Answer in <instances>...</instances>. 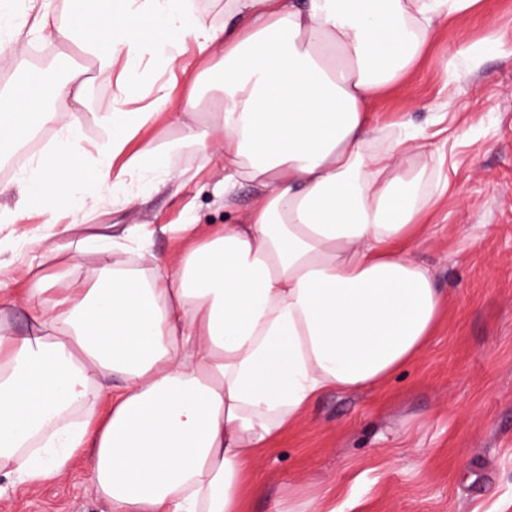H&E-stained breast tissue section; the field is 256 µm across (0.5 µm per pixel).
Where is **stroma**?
Listing matches in <instances>:
<instances>
[{
	"mask_svg": "<svg viewBox=\"0 0 512 512\" xmlns=\"http://www.w3.org/2000/svg\"><path fill=\"white\" fill-rule=\"evenodd\" d=\"M512 30V0H480L465 19L437 27L416 66L376 107L386 123L409 119L445 155L450 188L416 237L415 259L429 267L444 298L427 347L382 385L329 391L307 418L260 455L244 512H274L288 502H324L328 512H512V52L493 40ZM90 79L75 102L83 133L101 142L107 128L91 113L112 108L111 84L79 43L32 35L0 47V84L17 81L34 45ZM174 167L194 172L182 187L161 184L132 202L107 200L90 223L60 215L67 250L46 256L41 273L77 284L96 262L83 238L141 224L194 220L200 232L240 222L257 201L238 188L225 208L215 188L224 163L201 164L183 147ZM61 197L36 202L19 223L0 224V243L23 252L53 231L44 212ZM0 512H110L83 462L50 484L0 476Z\"/></svg>",
	"mask_w": 512,
	"mask_h": 512,
	"instance_id": "obj_1",
	"label": "stroma"
}]
</instances>
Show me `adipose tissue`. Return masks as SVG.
I'll return each mask as SVG.
<instances>
[{"label": "adipose tissue", "instance_id": "adipose-tissue-1", "mask_svg": "<svg viewBox=\"0 0 512 512\" xmlns=\"http://www.w3.org/2000/svg\"><path fill=\"white\" fill-rule=\"evenodd\" d=\"M477 0H224L215 24L194 0H81L56 19L0 0V36L25 26L81 39L99 79L115 87L88 144L71 84L50 66L26 69L0 104V150L47 125L64 139L18 181L13 224L52 191L71 214L133 189L182 185L168 150L124 148L161 115L203 159L220 155L223 191L257 193L243 223L188 241L144 272L114 261L141 242L94 235L100 261L80 287L47 275L25 291L32 328L0 335V469L53 482L82 459L111 512H242L259 451L306 417L314 399L383 383L426 346L443 297L407 250L441 194L434 152L410 122L381 123V95L421 59L434 29ZM224 49L217 120L184 122L208 72L182 47ZM122 69H115L116 59ZM181 73L190 91L171 112L170 82L132 84L141 68Z\"/></svg>", "mask_w": 512, "mask_h": 512}]
</instances>
